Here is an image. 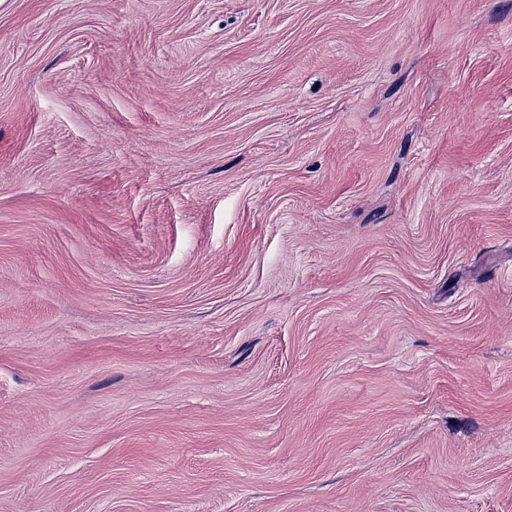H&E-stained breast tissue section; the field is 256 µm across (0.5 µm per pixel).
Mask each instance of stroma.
<instances>
[{"mask_svg": "<svg viewBox=\"0 0 512 512\" xmlns=\"http://www.w3.org/2000/svg\"><path fill=\"white\" fill-rule=\"evenodd\" d=\"M0 512H512V0H7Z\"/></svg>", "mask_w": 512, "mask_h": 512, "instance_id": "obj_1", "label": "stroma"}]
</instances>
